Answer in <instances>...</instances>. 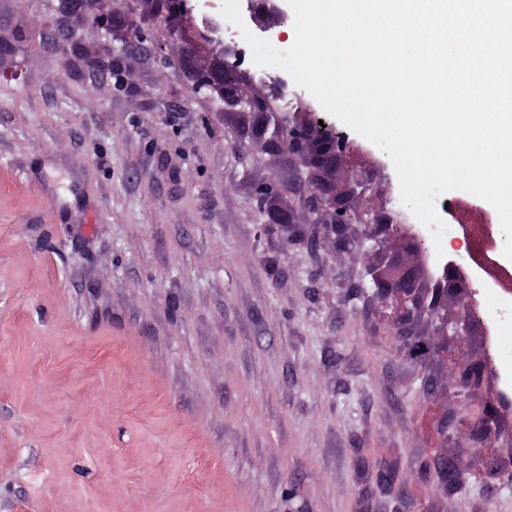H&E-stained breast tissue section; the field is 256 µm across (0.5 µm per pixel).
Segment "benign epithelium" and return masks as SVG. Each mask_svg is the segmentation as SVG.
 Segmentation results:
<instances>
[{"instance_id": "obj_1", "label": "benign epithelium", "mask_w": 512, "mask_h": 512, "mask_svg": "<svg viewBox=\"0 0 512 512\" xmlns=\"http://www.w3.org/2000/svg\"><path fill=\"white\" fill-rule=\"evenodd\" d=\"M60 8L69 12L75 8L84 10L91 16L97 15L102 0H59ZM156 7L166 10L194 26L197 42L208 46L216 57L215 67L209 71L194 74L192 90L196 94L215 97L224 103V110L233 112L263 113L268 111L267 102L244 91L240 84L239 66L236 59L224 53V37L220 28L211 20H204L203 27L194 25V0H151ZM250 17L257 27H263V18L278 13L276 0H248ZM266 143L273 150L287 148L304 155L313 172L308 184L307 208L309 213L323 220L328 215L327 232L333 236L334 244L340 249L350 245L347 229L353 224L381 223V220L367 219L365 214L356 210L350 203L352 196L366 189V182L359 176L353 177V184L346 193L336 192L331 184L324 181L319 172L336 164V160L346 149L345 137L336 133L327 123L320 125L314 118L305 126L293 121L292 113L286 112L273 126L265 127ZM273 187L265 184L256 190L260 207L266 215V228L270 231L281 230L299 236L295 226L293 211L269 200ZM372 276L375 296L382 307L388 311L392 326L407 330L416 321L428 317L435 325L438 334L455 339L464 335L465 324L448 319L434 303H426L418 288L415 276L409 271L397 269L369 271ZM424 478H435L443 487L452 482L454 466L452 457L441 453L423 463L419 470Z\"/></svg>"}]
</instances>
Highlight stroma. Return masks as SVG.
<instances>
[{"label": "stroma", "mask_w": 512, "mask_h": 512, "mask_svg": "<svg viewBox=\"0 0 512 512\" xmlns=\"http://www.w3.org/2000/svg\"><path fill=\"white\" fill-rule=\"evenodd\" d=\"M111 29L57 0H0V512H512V388L489 322L512 326V292L480 295L472 241L500 222L463 190L437 197L441 242L399 223L390 157L336 122L348 158L323 172L355 208L395 222L383 248L336 251L302 202L308 170L270 155L260 130L286 110L326 111L286 71L244 53L240 83L268 112L192 93L207 46L154 51L170 19L152 0H103ZM146 33L128 44L126 23ZM117 56L79 66L75 45ZM275 180L302 231L267 232L256 185ZM443 251L456 285L428 263ZM414 269L428 299L467 324L394 335L368 276ZM479 363L464 384L460 363ZM496 435L472 441L484 408ZM449 448L456 481L419 479ZM394 462V498L380 474Z\"/></svg>", "instance_id": "35a3bbf8"}]
</instances>
